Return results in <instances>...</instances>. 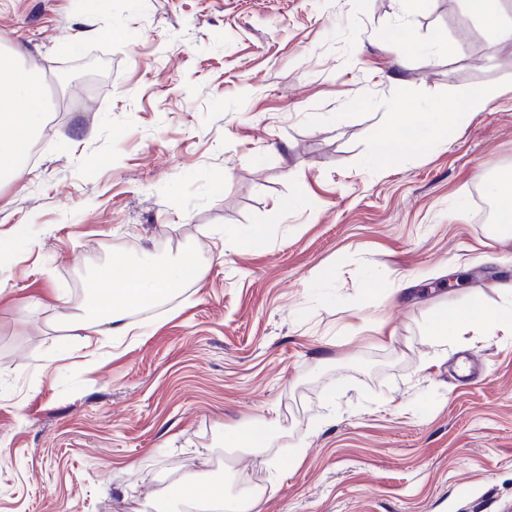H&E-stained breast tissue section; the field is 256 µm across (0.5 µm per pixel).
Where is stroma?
I'll use <instances>...</instances> for the list:
<instances>
[{
  "instance_id": "1",
  "label": "stroma",
  "mask_w": 512,
  "mask_h": 512,
  "mask_svg": "<svg viewBox=\"0 0 512 512\" xmlns=\"http://www.w3.org/2000/svg\"><path fill=\"white\" fill-rule=\"evenodd\" d=\"M493 44L465 0H0L50 106L0 187V512H140L187 471L263 512H512V332L430 334L512 279L475 198L512 170ZM83 53L104 81L61 80ZM479 88L375 167L393 113ZM116 252L203 274L87 347ZM496 94V90L485 89L480 93L458 98L456 104L450 108V110L451 112H457V115L467 112H479L486 107L488 102L494 98ZM276 426V420H268L259 426L232 429L225 433L224 445L229 448H265L268 434Z\"/></svg>"
}]
</instances>
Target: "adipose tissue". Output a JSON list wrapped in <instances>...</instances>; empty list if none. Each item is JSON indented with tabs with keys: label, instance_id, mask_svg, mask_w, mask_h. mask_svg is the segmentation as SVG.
I'll return each mask as SVG.
<instances>
[{
	"label": "adipose tissue",
	"instance_id": "adipose-tissue-1",
	"mask_svg": "<svg viewBox=\"0 0 512 512\" xmlns=\"http://www.w3.org/2000/svg\"><path fill=\"white\" fill-rule=\"evenodd\" d=\"M45 99L33 72L18 62L16 53L0 54V180H13L21 172L20 162L31 139L41 131ZM199 271L183 261L172 266L151 262L130 264L124 254H113L100 270L93 296L95 317L73 323V330L91 336H124L131 329L124 318L130 307H148L163 299L173 286L194 279ZM512 326V306L491 309L475 303L464 311H446L433 322L432 334L444 339L461 337L476 330ZM263 492L229 495L223 483L203 472L182 474L163 488L150 489L144 512H172L187 505L192 512H262Z\"/></svg>",
	"mask_w": 512,
	"mask_h": 512
}]
</instances>
